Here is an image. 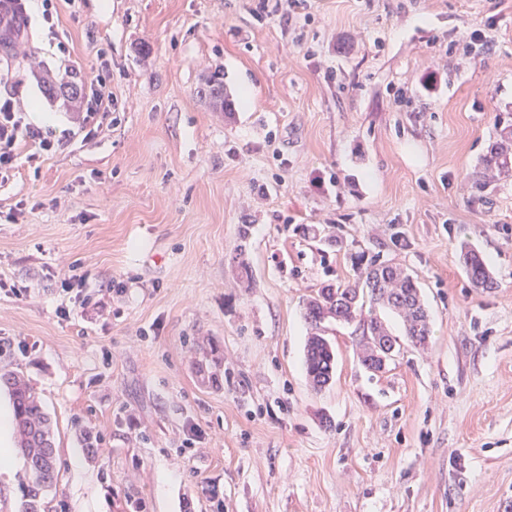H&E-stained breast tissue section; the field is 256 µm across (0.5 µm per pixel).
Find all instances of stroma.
<instances>
[{"instance_id":"35a3bbf8","label":"stroma","mask_w":512,"mask_h":512,"mask_svg":"<svg viewBox=\"0 0 512 512\" xmlns=\"http://www.w3.org/2000/svg\"><path fill=\"white\" fill-rule=\"evenodd\" d=\"M257 5L57 0L48 24L28 4L0 99L75 127L82 101L41 79L85 91L104 67L118 100L0 184V282L29 290L0 291V368L55 425L46 512H512V175L476 186L512 124V0H309L287 22ZM476 29L487 45L460 60ZM213 72L233 116L199 93ZM464 246L497 288L472 286ZM372 258L417 279L429 346L380 310L400 349L372 372L362 325L328 323L334 377L314 390L303 302ZM73 263L125 293L59 318ZM11 461L0 512L31 479Z\"/></svg>"}]
</instances>
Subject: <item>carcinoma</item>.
I'll list each match as a JSON object with an SVG mask.
<instances>
[{
  "label": "carcinoma",
  "instance_id": "obj_1",
  "mask_svg": "<svg viewBox=\"0 0 512 512\" xmlns=\"http://www.w3.org/2000/svg\"><path fill=\"white\" fill-rule=\"evenodd\" d=\"M210 101L226 115L234 112V103L222 78L212 75L205 79ZM485 173L507 175L512 172V125L497 131V136L481 159ZM463 268L476 288L492 290L498 287L489 267L474 250L462 253ZM369 297L370 310L362 317L364 297ZM378 306L395 312L403 322L404 336L415 346L425 347L430 338V322L422 300L420 287L407 269L372 261L361 272L354 285L320 288L307 299L304 318L309 327L305 365L307 376L316 389L329 384L335 367V353L324 336V323L329 320L352 323L362 318L366 341L361 362L368 370L373 366L376 338L392 339L387 325L374 313ZM5 387L13 407L12 425L15 449L22 455L32 473V480L23 494L22 512H43L46 494L56 488L59 468L51 418L43 402L24 376L17 371L0 373V387Z\"/></svg>",
  "mask_w": 512,
  "mask_h": 512
}]
</instances>
